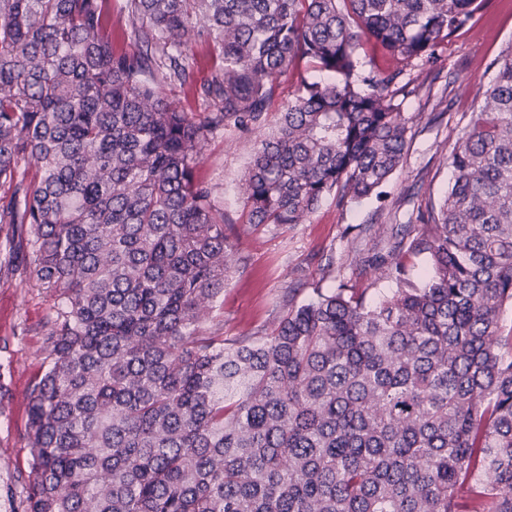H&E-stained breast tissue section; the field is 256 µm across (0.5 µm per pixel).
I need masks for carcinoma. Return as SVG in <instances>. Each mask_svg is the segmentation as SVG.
Wrapping results in <instances>:
<instances>
[{
	"label": "carcinoma",
	"instance_id": "1",
	"mask_svg": "<svg viewBox=\"0 0 512 512\" xmlns=\"http://www.w3.org/2000/svg\"><path fill=\"white\" fill-rule=\"evenodd\" d=\"M487 2L122 0L118 35L112 0H0V242L56 297L28 512H512V49L447 192L379 264L391 295L315 288L256 340L199 314L242 261L196 175L210 137L264 126L293 74L241 178L246 223L378 199L409 149L400 77ZM297 88L298 83L296 77L289 75L278 78L276 81L275 96L268 117V121H270V123H272L276 118L274 116V112H279L294 98L297 93Z\"/></svg>",
	"mask_w": 512,
	"mask_h": 512
}]
</instances>
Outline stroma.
Here are the masks:
<instances>
[{
  "mask_svg": "<svg viewBox=\"0 0 512 512\" xmlns=\"http://www.w3.org/2000/svg\"><path fill=\"white\" fill-rule=\"evenodd\" d=\"M512 46V0H490L488 9L447 46L432 68L408 66L403 78L412 91L402 103L410 149L403 166L385 186L384 199L337 207L326 199L310 223L249 231L243 218L240 175L254 154L261 130L232 128L210 138L197 175L223 208L226 232L242 256L224 294L206 314V323L225 338L269 335L289 303L313 299L314 288L339 284L366 289L378 301L396 286L380 278L376 257H389L395 243L389 218L406 225L417 210L441 198L448 187L450 128H463L478 88L492 75L491 62ZM51 294L13 280L0 285V392L26 390L42 373L40 324ZM25 410H0V452L12 462L11 481L0 482V500L24 512L31 456L24 431Z\"/></svg>",
  "mask_w": 512,
  "mask_h": 512,
  "instance_id": "1",
  "label": "stroma"
}]
</instances>
